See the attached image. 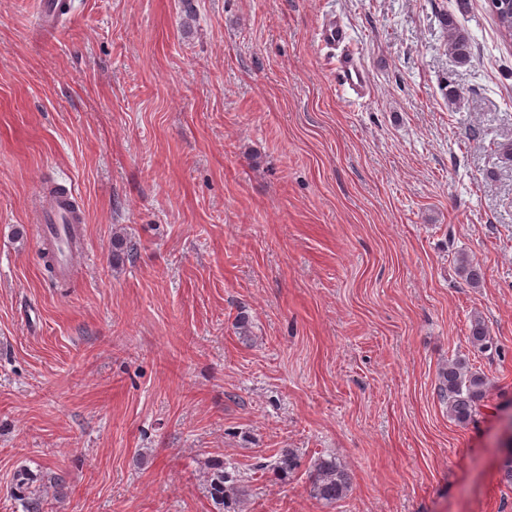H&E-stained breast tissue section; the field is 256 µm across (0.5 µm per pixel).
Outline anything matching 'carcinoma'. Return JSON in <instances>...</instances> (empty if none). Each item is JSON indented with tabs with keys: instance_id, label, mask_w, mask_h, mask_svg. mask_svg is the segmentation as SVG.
<instances>
[{
	"instance_id": "obj_1",
	"label": "carcinoma",
	"mask_w": 512,
	"mask_h": 512,
	"mask_svg": "<svg viewBox=\"0 0 512 512\" xmlns=\"http://www.w3.org/2000/svg\"><path fill=\"white\" fill-rule=\"evenodd\" d=\"M448 48L455 58L465 63L470 57L471 37L457 28L453 17H448ZM470 340L479 351H488L493 342L485 324L479 320L470 327ZM489 389L488 377L468 367L465 360L456 358L439 372V395L448 406L449 416L459 423H468L480 414L482 402ZM238 474L219 462L213 465L207 489L217 504L227 503L237 489ZM351 478L336 459L319 458L310 475V494L315 499L334 503L349 492Z\"/></svg>"
}]
</instances>
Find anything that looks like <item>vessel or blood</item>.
Wrapping results in <instances>:
<instances>
[{"label": "vessel or blood", "instance_id": "b4317fda", "mask_svg": "<svg viewBox=\"0 0 512 512\" xmlns=\"http://www.w3.org/2000/svg\"><path fill=\"white\" fill-rule=\"evenodd\" d=\"M317 38L322 46L336 50V84L341 92L362 95L369 84L365 67L351 45L350 34L342 21L325 19ZM43 238L54 250L58 277L69 280L72 264L84 251V233L81 224L75 223L65 199H44L38 210Z\"/></svg>", "mask_w": 512, "mask_h": 512}]
</instances>
